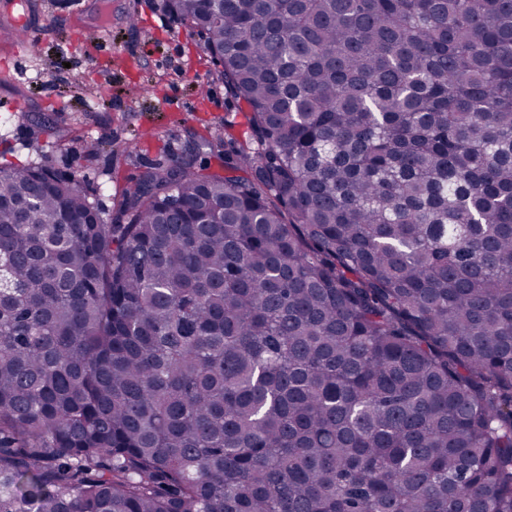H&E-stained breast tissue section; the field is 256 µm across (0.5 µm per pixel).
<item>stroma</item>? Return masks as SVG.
<instances>
[{
	"label": "stroma",
	"instance_id": "obj_1",
	"mask_svg": "<svg viewBox=\"0 0 512 512\" xmlns=\"http://www.w3.org/2000/svg\"><path fill=\"white\" fill-rule=\"evenodd\" d=\"M160 2L0 0V29L21 33L0 41V164L49 162L108 211L142 164L223 131L224 84Z\"/></svg>",
	"mask_w": 512,
	"mask_h": 512
}]
</instances>
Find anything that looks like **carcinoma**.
I'll return each instance as SVG.
<instances>
[{
    "label": "carcinoma",
    "instance_id": "obj_1",
    "mask_svg": "<svg viewBox=\"0 0 512 512\" xmlns=\"http://www.w3.org/2000/svg\"><path fill=\"white\" fill-rule=\"evenodd\" d=\"M163 7L247 135L0 166V512H512V0Z\"/></svg>",
    "mask_w": 512,
    "mask_h": 512
}]
</instances>
